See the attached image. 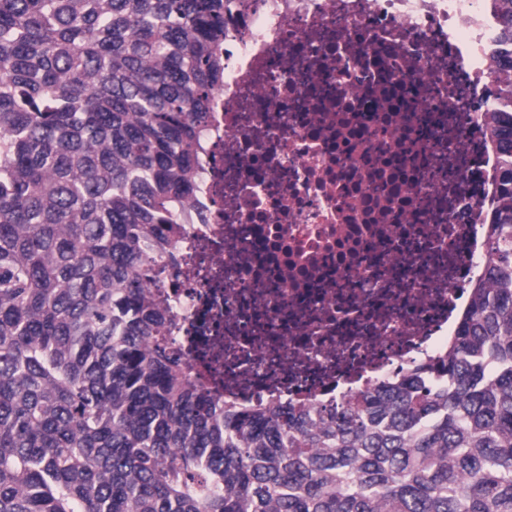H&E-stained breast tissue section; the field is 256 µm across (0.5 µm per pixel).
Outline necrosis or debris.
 <instances>
[{
  "mask_svg": "<svg viewBox=\"0 0 512 512\" xmlns=\"http://www.w3.org/2000/svg\"><path fill=\"white\" fill-rule=\"evenodd\" d=\"M496 33L485 0H245L150 283L225 397H347L455 334L502 163Z\"/></svg>",
  "mask_w": 512,
  "mask_h": 512,
  "instance_id": "1",
  "label": "necrosis or debris"
}]
</instances>
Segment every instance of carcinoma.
<instances>
[{
    "instance_id": "1",
    "label": "carcinoma",
    "mask_w": 512,
    "mask_h": 512,
    "mask_svg": "<svg viewBox=\"0 0 512 512\" xmlns=\"http://www.w3.org/2000/svg\"><path fill=\"white\" fill-rule=\"evenodd\" d=\"M512 40V0H489ZM230 0H0V512H512V82L485 278L444 359L240 409L147 298Z\"/></svg>"
}]
</instances>
